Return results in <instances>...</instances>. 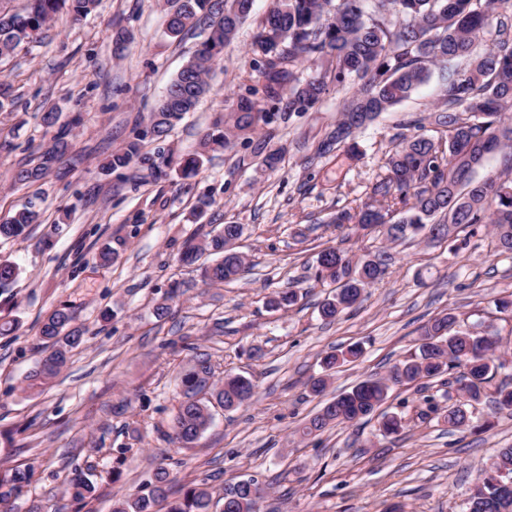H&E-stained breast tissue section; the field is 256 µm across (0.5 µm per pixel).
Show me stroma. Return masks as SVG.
<instances>
[{"instance_id":"1","label":"stroma","mask_w":512,"mask_h":512,"mask_svg":"<svg viewBox=\"0 0 512 512\" xmlns=\"http://www.w3.org/2000/svg\"><path fill=\"white\" fill-rule=\"evenodd\" d=\"M270 6L255 0L209 75V93L164 142L174 163L157 178L132 168L108 172L104 164L146 126L200 42L166 35L161 0H99L78 22L59 13L40 40L0 59V80L11 84L15 100L0 112V217L35 194L42 211L25 237L0 239V260L19 269L0 293V317L15 323L0 336V475L17 467L31 474L13 512H112L116 500L149 490L160 467L171 482L157 512L188 486L206 484L218 498L226 483L246 478L263 490L261 512H464L476 474L498 449L512 447V413L485 399L472 407L479 431L448 428L442 411L457 392L440 378L424 389L390 391L384 411L408 421L399 434L382 436L372 420L300 435L326 399L385 375L414 349L419 326L445 312L471 331L498 333L496 377L512 380V314L494 306L512 294V256L495 251L487 224L459 249L451 242L389 244L329 222L371 199L391 140L412 134L410 120L442 105L435 66L410 99L359 135V157L314 155L350 94L344 88L211 153L196 176L181 175L178 159L257 87L249 46ZM117 26L130 36L120 59L112 51ZM50 109L64 122L80 116L76 161L67 174L15 186L18 162L56 133L42 122ZM276 149L283 161L265 168L264 156ZM202 198L210 205L198 216ZM227 224L244 227L237 249L248 268L233 283L212 285L200 264L177 256L186 241ZM327 246L354 257L384 246L395 257L357 308L332 322L317 307L331 288L313 276ZM105 248L112 260L103 265ZM176 282L185 293L173 316L156 319L155 304ZM288 286L299 290V302L268 309L267 297ZM59 305L74 312L84 340L55 378L27 390L35 336ZM354 343L364 355L336 369L324 395H311L307 383L321 374L322 358ZM199 353L213 367L210 386L222 385L225 373L242 374L256 382V394L230 412L212 405L210 427L196 444L179 447L167 438L182 400L179 376ZM79 473L93 475V497L74 499Z\"/></svg>"}]
</instances>
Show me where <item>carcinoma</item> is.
<instances>
[{"mask_svg":"<svg viewBox=\"0 0 512 512\" xmlns=\"http://www.w3.org/2000/svg\"><path fill=\"white\" fill-rule=\"evenodd\" d=\"M12 0H0V59L42 34L49 21L67 8L75 19L92 12L97 0H26L21 11L10 7ZM254 0H166V33L178 39L192 31L205 34L201 47L182 66L150 111L151 134L139 132L121 150L113 153L104 169L116 171L134 165L156 174L171 164L161 147L145 149V141L163 142L183 116L193 111L209 91L207 77L223 59L224 47L234 39L248 19ZM512 0H273L250 48L252 68L262 83L263 98L240 96L234 112L224 119V130L207 131L201 149L181 158L184 177L196 175L208 151L228 150L235 140L267 122L274 113L265 102L279 104L282 115L299 112L320 103L331 86L352 85L351 97L343 103L339 119L318 144L320 157L342 148L358 149L357 135L382 113L404 101L427 78L428 66L446 72L444 106L414 121L417 133L392 142L388 174L373 187L374 203H364L353 211L342 210L330 219L341 227L352 224L361 230L376 229L387 240L416 238L446 242L458 229L476 232L480 225L493 226L498 250L512 254V180L488 176L477 179L491 155L512 148V35L508 14ZM494 30L493 47L483 56L473 57L476 40ZM472 58L469 72L454 68L459 59ZM325 65L324 70L302 76L298 65ZM59 132L53 142L41 147L37 156L19 165L11 175L14 184L30 187L60 169L72 149L71 128ZM440 136L423 133L425 124ZM398 216L390 224L387 217ZM40 223V213L25 205L0 219V238H17ZM242 234L239 224H226L219 233L199 243L190 242L180 262L192 264L210 250L219 255L202 269L205 280L216 284L231 282L245 271L243 257L235 251ZM392 257L379 247L355 261L336 248L320 251L316 281L334 286L321 316L336 320L354 308L364 292L389 270ZM19 276L18 268L0 261V291H6ZM293 289L276 293L267 301L275 310L297 303ZM74 314L66 306L54 308L42 322L37 336L39 367L30 376L33 382L55 377L66 365L70 353L83 342L84 331L73 325ZM418 348L396 362L385 377L366 379L350 391L326 402L303 428L311 435L331 424L357 422L377 410L395 386L432 380L458 369L455 378L459 400L444 414V422L454 429L469 426L466 405L484 394L497 366L494 351L498 340L491 334L474 335L461 328L455 314L446 312L421 327ZM363 349L353 344L325 356L323 369L331 371L359 358ZM212 369L208 358L195 356L182 376L184 400L173 419L169 440L184 447L196 443L211 422V414L200 394L209 383ZM253 379L239 374L224 376V384L214 396L231 411L254 395ZM494 402L501 411L512 412V387L498 385ZM404 428L403 418L383 415L381 431L390 436ZM28 473L14 469L0 475V512H12L11 500L21 492ZM512 480V448H501L486 473L478 475L467 501V512H502L512 498L507 480ZM168 472L155 475V485L147 495L131 494L113 512H156L158 499L165 498ZM74 496L86 499L96 491L85 475L73 484ZM262 489L250 478L224 486V512H258ZM212 493L189 487L183 496L168 504L167 512H211Z\"/></svg>","mask_w":512,"mask_h":512,"instance_id":"1","label":"carcinoma"}]
</instances>
